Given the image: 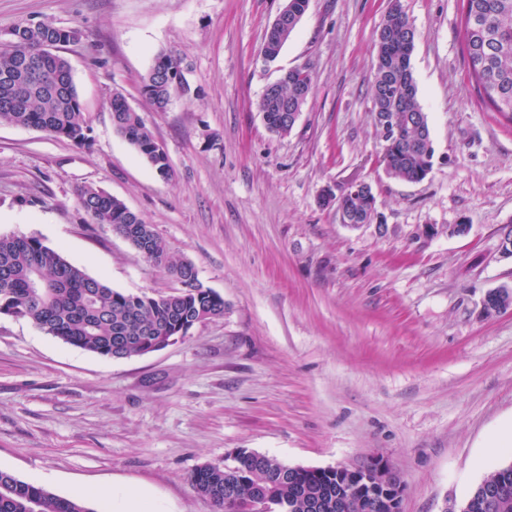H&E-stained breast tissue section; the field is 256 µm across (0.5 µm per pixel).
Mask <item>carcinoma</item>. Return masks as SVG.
<instances>
[{
  "label": "carcinoma",
  "mask_w": 512,
  "mask_h": 512,
  "mask_svg": "<svg viewBox=\"0 0 512 512\" xmlns=\"http://www.w3.org/2000/svg\"><path fill=\"white\" fill-rule=\"evenodd\" d=\"M463 39L470 78L479 99L512 122V0H462ZM309 0H288V20L267 30L262 56L272 62L292 37L306 13ZM81 39L76 27H61L51 20L28 21L0 36V123L40 130L79 146L89 143V127L68 60L58 50ZM416 30L393 0L377 30V62L371 85L372 112L411 117L384 140L383 160L389 176L420 182L433 166L435 154L428 116L418 100L411 67ZM27 57L38 60L36 75L19 81L16 73ZM313 88L311 74L296 68L283 74L273 92L259 102L267 129L278 136L293 125L282 118L306 104ZM141 93L156 112L190 93L183 59L172 49L159 50L141 79ZM112 122L121 135L166 178L171 165L141 114L116 92L111 101ZM78 203L92 224H106L122 236L129 224L145 220L123 201L87 186ZM374 193L345 204L354 224L372 223ZM148 260L180 284V289L159 296L123 293L93 278L68 262L60 252L35 237L0 236V313L26 318L47 334L82 350L112 356L114 338L125 341L122 358L140 356L146 347L163 344L179 334L190 320L224 316V298L206 288L195 267L173 259L158 236L152 237ZM288 465L268 455L241 450L233 466L199 467L191 478L194 489L216 512H243L256 494L269 498L288 512H340L336 509V475L321 470L281 478ZM494 484L502 504L512 512V467L505 465L484 479L469 494V512H484L485 488ZM320 503L315 510L312 503ZM0 512H95L80 497L64 498L50 490L0 471Z\"/></svg>",
  "instance_id": "obj_1"
}]
</instances>
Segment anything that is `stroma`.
<instances>
[{"label": "stroma", "instance_id": "1", "mask_svg": "<svg viewBox=\"0 0 512 512\" xmlns=\"http://www.w3.org/2000/svg\"><path fill=\"white\" fill-rule=\"evenodd\" d=\"M286 0H0V33L49 19L67 47L86 146L0 123V236L35 237L114 290L177 284L78 191L99 187L190 261L224 315L142 356L112 359L0 315V470L69 498L148 490L163 512H213L202 465L243 449L290 466L386 459L401 512H461L512 454L484 442L512 420V123L468 74L461 0H401L417 30L412 68L435 146L417 183L391 178L371 112L376 30L392 0H310L274 62L268 27ZM184 59L189 96L156 112L140 81L158 50ZM307 69L294 128L269 132L265 88ZM122 92L169 155L159 176L112 124ZM359 174L379 219L342 224L323 192ZM464 224L461 235L450 227Z\"/></svg>", "mask_w": 512, "mask_h": 512}]
</instances>
